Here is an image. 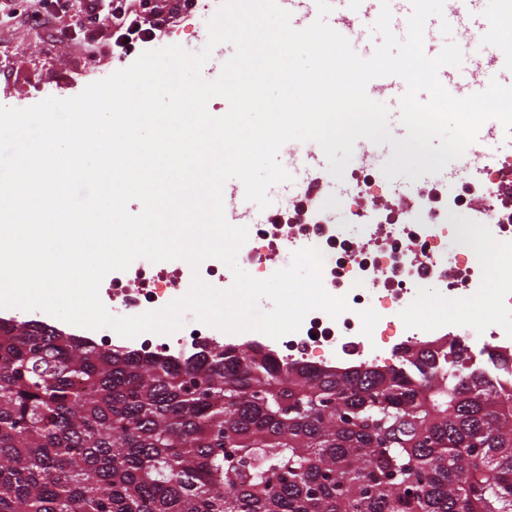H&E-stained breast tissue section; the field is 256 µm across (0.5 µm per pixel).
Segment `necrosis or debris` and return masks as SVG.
<instances>
[{
    "label": "necrosis or debris",
    "instance_id": "1",
    "mask_svg": "<svg viewBox=\"0 0 512 512\" xmlns=\"http://www.w3.org/2000/svg\"><path fill=\"white\" fill-rule=\"evenodd\" d=\"M456 165V191L434 179L417 190L412 206L404 208L380 206L388 187L381 168L352 172L347 176L351 194L340 223L327 194L310 190L308 180L301 179L265 223L249 225V238L239 250L242 263H260L266 248H318L324 255L326 292L344 297L347 303L335 318L321 310L310 312L298 331L277 339L279 360H377L388 352L390 342L404 345L444 336L440 325L405 317L421 303L419 290L424 285L435 287L442 305L464 304L490 289L498 306L512 309V266L502 268L490 281L475 254L448 255V239L458 233L448 216L475 200L479 203L475 223L483 242L492 253L512 256V158L483 138L472 143ZM352 224L358 226L364 246L350 241ZM196 274L218 289L233 283L223 262L214 258L196 270L136 261L113 273L100 294L115 315L136 316L183 296ZM222 336V331L193 320L170 335L140 334L131 344L141 355L151 356L208 347ZM460 339L474 362L484 364L491 351L512 350V322L498 321L477 333L466 329Z\"/></svg>",
    "mask_w": 512,
    "mask_h": 512
}]
</instances>
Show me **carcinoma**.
Segmentation results:
<instances>
[{
    "label": "carcinoma",
    "mask_w": 512,
    "mask_h": 512,
    "mask_svg": "<svg viewBox=\"0 0 512 512\" xmlns=\"http://www.w3.org/2000/svg\"><path fill=\"white\" fill-rule=\"evenodd\" d=\"M446 345L148 358L0 317V512H512V389Z\"/></svg>",
    "instance_id": "1"
}]
</instances>
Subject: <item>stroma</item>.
<instances>
[{"label": "stroma", "instance_id": "35a3bbf8", "mask_svg": "<svg viewBox=\"0 0 512 512\" xmlns=\"http://www.w3.org/2000/svg\"><path fill=\"white\" fill-rule=\"evenodd\" d=\"M15 19L0 23V106L26 108L55 97L68 99L80 94L89 81L101 80L131 65V58H112L87 68L81 45L73 38L80 19L78 9L55 16L37 14L32 0H14ZM211 10H198L179 26L152 41V48L179 45L199 51L208 39ZM412 317L437 322L452 332L512 317V312L494 306L492 294L465 305L438 306L425 300Z\"/></svg>", "mask_w": 512, "mask_h": 512}]
</instances>
